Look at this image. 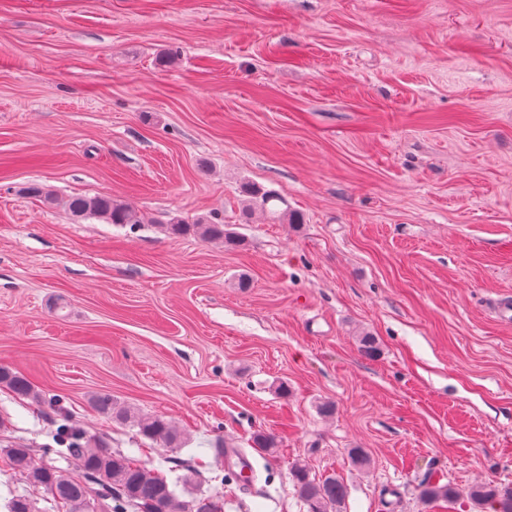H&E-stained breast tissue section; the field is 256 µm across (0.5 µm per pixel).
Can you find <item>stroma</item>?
<instances>
[{
  "instance_id": "obj_1",
  "label": "stroma",
  "mask_w": 512,
  "mask_h": 512,
  "mask_svg": "<svg viewBox=\"0 0 512 512\" xmlns=\"http://www.w3.org/2000/svg\"><path fill=\"white\" fill-rule=\"evenodd\" d=\"M35 183L146 221L73 223ZM245 183L301 224L242 223ZM200 216L245 246L162 230ZM0 365L165 473L90 400L172 419L224 512H307L297 459L343 512L512 484V0H0ZM1 410L11 441L57 427L4 388ZM220 438L250 487L205 469ZM289 475L307 512H342L347 487L336 475L316 478L305 463L293 462Z\"/></svg>"
}]
</instances>
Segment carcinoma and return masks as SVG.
<instances>
[{"label":"carcinoma","instance_id":"1","mask_svg":"<svg viewBox=\"0 0 512 512\" xmlns=\"http://www.w3.org/2000/svg\"><path fill=\"white\" fill-rule=\"evenodd\" d=\"M27 196L40 199L54 206L61 204L76 221L95 217L107 224L135 227L143 223L138 208L112 199L106 194H75L59 199L56 192L46 185L32 184L24 188ZM247 205L243 217H248L254 207L266 211L279 220L288 217V223L298 224L295 215H286L269 207L279 200L275 194L247 184L241 190ZM165 233L172 238L199 237L205 241L224 244L228 249H237L244 238L220 221L200 217L189 223L176 220L165 224ZM0 386L20 399H27L38 406L56 409L61 398L48 390L36 386L27 376L8 366L0 365ZM92 407L121 424L136 429V434L151 442L150 448L166 452L182 445V435L171 420L163 415L143 414L137 409L118 402L112 394L99 392L91 400ZM52 443L39 448H28L14 442L0 448V457L5 467L22 477L35 488H41L51 496L55 512H86L85 506L97 499L102 512H224V495L192 494L181 498L177 484L167 476L142 465L138 459L121 451H114L104 441L87 434L83 429L65 423L51 435ZM254 447L269 456H274L278 445L274 436L257 432L252 438ZM55 457L71 459L75 470L52 465ZM224 449H215L217 478L224 486L240 485L242 479L233 467H225ZM289 475L300 501L307 512H341L347 496L343 480L334 475L316 478L308 466L300 461L289 467ZM419 498L426 506L452 505L461 500L469 501L481 512H512V487L493 482L469 488L462 492L450 483L426 480L421 483Z\"/></svg>","mask_w":512,"mask_h":512}]
</instances>
